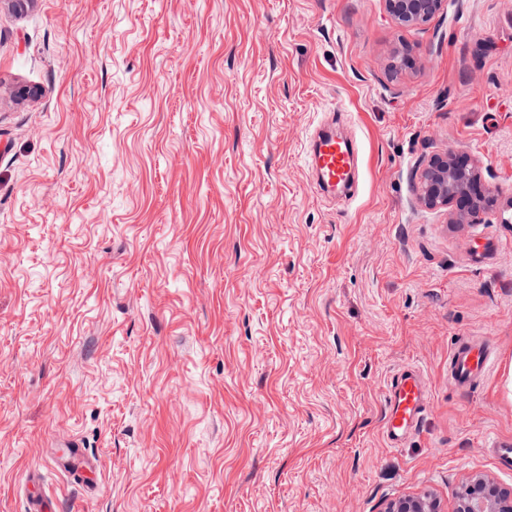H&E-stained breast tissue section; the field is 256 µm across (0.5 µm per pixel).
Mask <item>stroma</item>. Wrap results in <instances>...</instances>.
<instances>
[{"instance_id": "stroma-1", "label": "stroma", "mask_w": 512, "mask_h": 512, "mask_svg": "<svg viewBox=\"0 0 512 512\" xmlns=\"http://www.w3.org/2000/svg\"><path fill=\"white\" fill-rule=\"evenodd\" d=\"M410 65H402L403 53ZM353 194L307 166L320 120ZM497 204L450 224L422 162ZM463 336L496 359L458 391ZM415 365L429 404L382 434ZM82 441L95 469L53 465ZM512 0H0V512H384L512 488ZM38 474L39 487L28 474ZM385 8L392 22L402 28L429 22L443 7L445 0H385ZM417 194L425 208L445 209L450 224H475L494 206L492 192L482 182L479 159L462 149L432 155L418 172ZM389 411L383 420V434L390 447H398L417 429L427 409L421 372L407 368L393 376L386 391ZM440 502L433 493L409 494L391 501L385 512H442Z\"/></svg>"}]
</instances>
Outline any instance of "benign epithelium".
Returning <instances> with one entry per match:
<instances>
[{"mask_svg":"<svg viewBox=\"0 0 512 512\" xmlns=\"http://www.w3.org/2000/svg\"><path fill=\"white\" fill-rule=\"evenodd\" d=\"M445 0H385L392 22L402 28L429 22ZM419 202L429 210L444 209L451 224H475L480 214L494 206L491 190L484 185L480 161L462 149L432 155L417 176ZM385 512H442L433 493L409 494L391 501ZM453 512H512V491L493 478L475 474L462 482Z\"/></svg>","mask_w":512,"mask_h":512,"instance_id":"benign-epithelium-1","label":"benign epithelium"}]
</instances>
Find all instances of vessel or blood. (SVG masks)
Masks as SVG:
<instances>
[{
  "mask_svg": "<svg viewBox=\"0 0 512 512\" xmlns=\"http://www.w3.org/2000/svg\"><path fill=\"white\" fill-rule=\"evenodd\" d=\"M308 165L320 189L330 195L349 193L356 156L351 143L337 138L332 126H319L312 133L307 150ZM493 351L486 341L470 337L459 341L451 354L448 373L460 390H469L489 370ZM389 410L383 420V434L389 446L397 447L417 429L427 409L421 372L407 368L393 376L386 391ZM58 465L65 470L92 468L93 459L79 439H71Z\"/></svg>",
  "mask_w": 512,
  "mask_h": 512,
  "instance_id": "obj_1",
  "label": "vessel or blood"
}]
</instances>
